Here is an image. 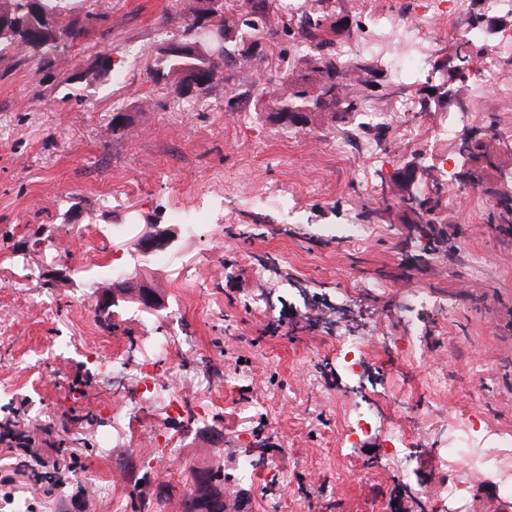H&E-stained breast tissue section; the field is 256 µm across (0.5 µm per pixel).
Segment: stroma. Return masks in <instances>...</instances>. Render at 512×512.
Segmentation results:
<instances>
[{"instance_id":"stroma-1","label":"stroma","mask_w":512,"mask_h":512,"mask_svg":"<svg viewBox=\"0 0 512 512\" xmlns=\"http://www.w3.org/2000/svg\"><path fill=\"white\" fill-rule=\"evenodd\" d=\"M412 2L322 0L323 36L380 58L374 19L399 24ZM269 7L280 23L253 34L252 66L227 62L224 82L193 96L151 74L157 48L184 36L175 0H77L62 21L86 34L68 59L0 57V425L64 444L36 472L0 446V512H73L78 489L86 512H184L217 468L239 512H512V222L424 155L451 117L459 134L489 125L512 146V57L472 53L494 73L484 111L422 76L390 97L396 117L370 129L367 156H339L332 144L356 119L288 131L263 109L262 87L301 70L296 11ZM477 8L458 0L429 63L452 55ZM99 56L111 73L81 78ZM409 162L417 191L441 201L439 235L384 210ZM358 165L370 181L353 178ZM198 208L211 222L182 235L179 255L135 267L144 225ZM115 264L165 310L123 298L103 328L97 284ZM420 292L430 304L410 309ZM47 296L46 317L33 305ZM347 328L376 336L354 381L336 356ZM117 352L126 367L101 373ZM140 363L181 411L142 395ZM121 402L135 410L120 421ZM356 402L407 427L406 461H389L377 435L344 445ZM474 416L500 444L495 477L458 468L464 501L434 500L441 428ZM247 455L262 461L251 475Z\"/></svg>"}]
</instances>
